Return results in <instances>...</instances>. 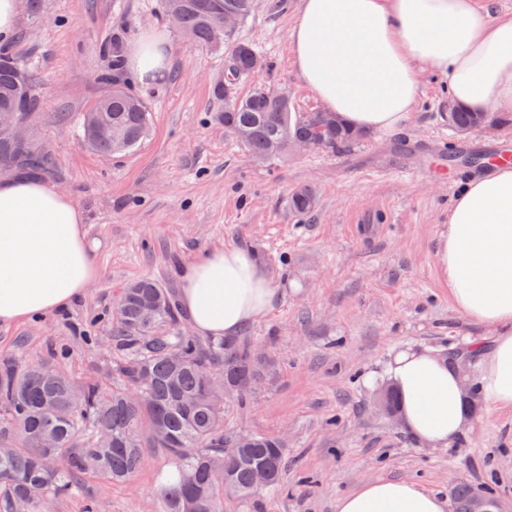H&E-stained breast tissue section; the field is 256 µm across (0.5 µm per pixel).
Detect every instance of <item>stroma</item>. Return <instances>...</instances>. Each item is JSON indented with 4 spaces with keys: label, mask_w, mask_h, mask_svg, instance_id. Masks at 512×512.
Masks as SVG:
<instances>
[{
    "label": "stroma",
    "mask_w": 512,
    "mask_h": 512,
    "mask_svg": "<svg viewBox=\"0 0 512 512\" xmlns=\"http://www.w3.org/2000/svg\"><path fill=\"white\" fill-rule=\"evenodd\" d=\"M299 4L257 0L236 35L270 61L259 81L288 92L303 112L321 103L293 68L288 34ZM152 29L167 34L172 56L165 80L136 88L153 114L149 136L124 156L89 149L79 120L107 91L97 79L108 66L103 45ZM10 50L37 79L40 110L26 126L51 159L42 176L83 209L99 277L66 311L0 325V357L110 385V322L123 288L151 278L178 293L184 263L234 242L254 252L282 299L240 334L274 362L272 382L247 403L227 401L224 426L282 437L288 465L277 489L244 503L225 498L224 512H336L341 495L376 477L410 479L444 498L459 483L488 487L512 512V411L474 400L471 429L448 447L430 448L375 409L380 389L366 383L399 349L444 355L491 334L453 306L436 267V241L464 176L425 161L403 177L378 172L399 142L458 144L443 116L444 78L424 73L415 116L394 133H367L335 155L291 149L262 163L211 118L222 57L188 43L161 0H44L41 14L21 12ZM307 183L318 203L300 220L286 200ZM144 456L129 481L86 480L53 512H83L89 502L93 512H156L168 461L157 448Z\"/></svg>",
    "instance_id": "1"
}]
</instances>
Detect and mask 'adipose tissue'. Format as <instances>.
I'll return each instance as SVG.
<instances>
[{
	"mask_svg": "<svg viewBox=\"0 0 512 512\" xmlns=\"http://www.w3.org/2000/svg\"><path fill=\"white\" fill-rule=\"evenodd\" d=\"M289 39L300 78L355 130L404 127L425 70L446 79L452 104L512 108V19L495 18L494 0H301ZM170 61L166 35L148 31L130 45L126 70L155 84ZM92 253L73 198L27 175L0 180V325L71 307L97 276ZM436 264L457 310L496 333L475 377L479 394L491 407L512 409V166L470 180L454 196ZM180 288L202 336L235 335L278 299L269 272L232 242L184 264ZM366 381L395 391L403 427L428 447H447L471 428L465 378L433 350L400 349ZM446 508L440 495L396 478L364 481L336 502V512Z\"/></svg>",
	"mask_w": 512,
	"mask_h": 512,
	"instance_id": "1",
	"label": "adipose tissue"
}]
</instances>
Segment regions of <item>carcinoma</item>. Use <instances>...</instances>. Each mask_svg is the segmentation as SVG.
<instances>
[{
    "instance_id": "carcinoma-1",
    "label": "carcinoma",
    "mask_w": 512,
    "mask_h": 512,
    "mask_svg": "<svg viewBox=\"0 0 512 512\" xmlns=\"http://www.w3.org/2000/svg\"><path fill=\"white\" fill-rule=\"evenodd\" d=\"M167 18L193 43L225 59L227 81H217L213 97L224 108L213 120L224 126L256 159L279 156L296 141L314 151L334 152L360 138L332 112H295L288 93L275 97L261 83L244 96H232L233 85L255 77L253 57L259 50L224 28V15L238 22L253 12L252 0H164ZM110 72L100 80L111 90L83 114L85 143L104 154L135 150L148 136L152 115L146 104L122 82V43L115 38L102 48ZM28 106L16 113L26 121L40 110L30 70L7 47L0 46V110ZM111 135L98 138V123ZM512 124V114L452 108L450 126L470 134L489 123ZM17 163L35 170L47 157L33 142L14 140L0 129V166ZM317 193L302 185L288 198L297 217L315 208ZM112 371L117 384L76 385L64 373L20 358L0 360V512L23 504L29 512H49L52 499L68 497L81 481L98 478L121 483L144 464L143 449L159 448L170 460L159 497L161 512H224V496L242 501L254 493V475L266 470V486L278 485L286 466L285 443L256 435L239 448L224 429V388L233 387L244 403L257 380H268L271 364L244 342L221 340L202 345L178 328V312L169 291L152 279L124 289L112 312ZM466 484L451 490L455 512H464L477 496Z\"/></svg>"
}]
</instances>
